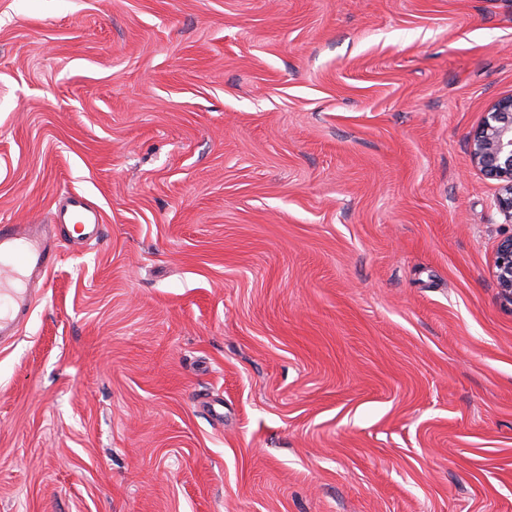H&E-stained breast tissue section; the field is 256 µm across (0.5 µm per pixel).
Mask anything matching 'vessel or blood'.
Here are the masks:
<instances>
[{
  "label": "vessel or blood",
  "mask_w": 512,
  "mask_h": 512,
  "mask_svg": "<svg viewBox=\"0 0 512 512\" xmlns=\"http://www.w3.org/2000/svg\"><path fill=\"white\" fill-rule=\"evenodd\" d=\"M65 216L75 233L99 236L97 212L82 197L70 200ZM49 224H0V343L11 341L30 313L37 285L57 263Z\"/></svg>",
  "instance_id": "obj_1"
}]
</instances>
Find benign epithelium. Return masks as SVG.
Masks as SVG:
<instances>
[{
    "mask_svg": "<svg viewBox=\"0 0 512 512\" xmlns=\"http://www.w3.org/2000/svg\"><path fill=\"white\" fill-rule=\"evenodd\" d=\"M473 165L498 185L495 207L512 224V95L494 100L469 136ZM494 274L502 295L512 302V235L496 249Z\"/></svg>",
    "mask_w": 512,
    "mask_h": 512,
    "instance_id": "7a95c632",
    "label": "benign epithelium"
}]
</instances>
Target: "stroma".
Wrapping results in <instances>:
<instances>
[{
    "label": "stroma",
    "instance_id": "obj_1",
    "mask_svg": "<svg viewBox=\"0 0 512 512\" xmlns=\"http://www.w3.org/2000/svg\"><path fill=\"white\" fill-rule=\"evenodd\" d=\"M512 0H0V222L103 238L0 344V512H512ZM473 165L497 181L495 207L512 224V95L494 100L481 124L469 136ZM66 216V219H65ZM63 224H73V231L79 235L98 238L102 224L97 212L92 209L82 197H73L63 214ZM64 225L62 228H64ZM494 269L502 295L512 302V235L499 242L495 253Z\"/></svg>",
    "mask_w": 512,
    "mask_h": 512
}]
</instances>
